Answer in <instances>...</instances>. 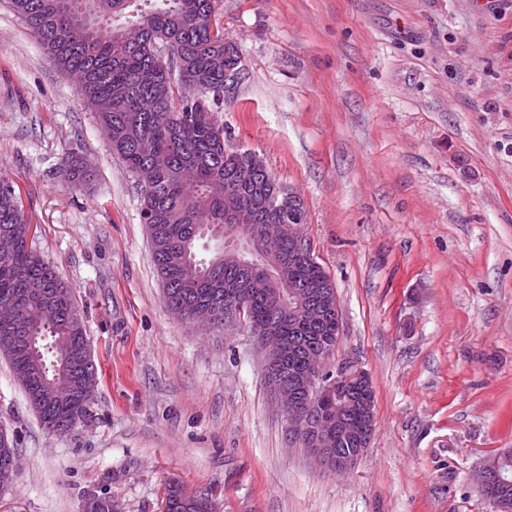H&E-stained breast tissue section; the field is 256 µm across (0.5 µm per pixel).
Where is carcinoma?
<instances>
[{
	"label": "carcinoma",
	"instance_id": "1",
	"mask_svg": "<svg viewBox=\"0 0 512 512\" xmlns=\"http://www.w3.org/2000/svg\"><path fill=\"white\" fill-rule=\"evenodd\" d=\"M12 8L37 39L43 52L63 74L84 76L76 92L91 106L112 152L134 175L147 162L156 183L141 191V217L150 224L154 265L164 300L178 317L207 304L224 305V280L234 268L220 254L200 259L195 244L206 225L224 224L229 207L224 186L235 180L236 152L218 118L224 98V74L240 73V56L206 50L211 41V15L217 0H11ZM68 187H87L94 172L76 148L65 152ZM270 180L260 166L257 180L236 190L239 207L248 208L251 233L275 220L256 203ZM31 224L14 182L0 175V301L31 306V339L12 348L4 337L12 326L0 323V355L5 357L42 424L83 419L92 398L64 393L44 400L47 386L61 373L76 380L83 363L75 353L62 358L53 341L64 336L78 349L86 342L70 289L52 266L29 247ZM291 244L277 252L288 280L320 287L325 270L298 258L288 261ZM275 319L262 298L251 300L246 320L263 327ZM336 332V320L293 325L284 319L281 335L307 347ZM16 451L10 437L0 435V485L13 481L8 460ZM168 512H206L179 482L167 490ZM83 512H113L102 494H89Z\"/></svg>",
	"mask_w": 512,
	"mask_h": 512
}]
</instances>
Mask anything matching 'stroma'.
<instances>
[{
	"instance_id": "35a3bbf8",
	"label": "stroma",
	"mask_w": 512,
	"mask_h": 512,
	"mask_svg": "<svg viewBox=\"0 0 512 512\" xmlns=\"http://www.w3.org/2000/svg\"><path fill=\"white\" fill-rule=\"evenodd\" d=\"M216 22L241 57L224 126L302 197L373 439L348 473L320 469L249 329L168 310L134 179L0 0V172L98 371L87 417L54 434L0 357L19 455L0 512H82L93 490L163 512L173 480L215 512H494L472 474L512 448V0H219ZM71 147L88 190L60 175Z\"/></svg>"
}]
</instances>
